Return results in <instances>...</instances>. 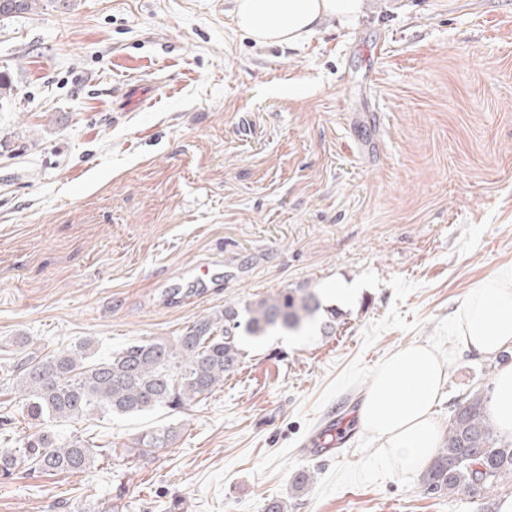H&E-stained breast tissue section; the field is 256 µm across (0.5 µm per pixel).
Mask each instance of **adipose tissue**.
Instances as JSON below:
<instances>
[{"label":"adipose tissue","instance_id":"obj_1","mask_svg":"<svg viewBox=\"0 0 512 512\" xmlns=\"http://www.w3.org/2000/svg\"><path fill=\"white\" fill-rule=\"evenodd\" d=\"M363 0H235L237 28L257 44L295 45L327 18L361 15ZM456 340L488 358L512 348V270L471 290L454 319ZM447 373L423 344L401 349L377 369L358 411L361 426L379 439L400 469L425 468L441 442L434 407ZM493 419L512 435V364L500 366L489 401Z\"/></svg>","mask_w":512,"mask_h":512}]
</instances>
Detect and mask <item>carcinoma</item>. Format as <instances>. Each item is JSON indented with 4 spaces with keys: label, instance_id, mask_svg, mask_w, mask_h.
I'll return each mask as SVG.
<instances>
[{
    "label": "carcinoma",
    "instance_id": "carcinoma-1",
    "mask_svg": "<svg viewBox=\"0 0 512 512\" xmlns=\"http://www.w3.org/2000/svg\"><path fill=\"white\" fill-rule=\"evenodd\" d=\"M36 0H0V18L25 14ZM322 309L318 295L304 288L283 289L243 309L226 306L201 317L174 341L131 342L107 357L95 356L93 344L43 357H27L16 374L28 416L39 429L18 450H0V476L28 469L78 473L95 463L97 450L76 437L58 438L53 423L88 415L136 416L157 408L184 409L210 397L224 377L244 361V345L271 331L299 335ZM487 397L476 392L448 421L445 439L433 461L422 470L419 485L437 497L465 495L481 512H498L492 493L512 475V438L490 421ZM175 428L143 432L138 444L168 447Z\"/></svg>",
    "mask_w": 512,
    "mask_h": 512
}]
</instances>
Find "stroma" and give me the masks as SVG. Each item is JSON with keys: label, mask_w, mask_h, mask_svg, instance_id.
Here are the masks:
<instances>
[{"label": "stroma", "mask_w": 512, "mask_h": 512, "mask_svg": "<svg viewBox=\"0 0 512 512\" xmlns=\"http://www.w3.org/2000/svg\"><path fill=\"white\" fill-rule=\"evenodd\" d=\"M233 8L41 0L0 20V449L35 430L23 354L172 340L288 288L336 331L247 343L183 412L58 423L103 457L0 478V512H478L423 494L363 428L305 445L414 343L448 371L440 425L491 392L496 361L453 318L512 268V0H367L291 47L255 44ZM169 424L172 445L134 451ZM338 429L339 428H336L335 416L327 421L319 438L313 442V445L308 449L307 454L310 456H318L332 453L336 449V444H338V442H336V431ZM328 437H330V439H328Z\"/></svg>", "instance_id": "obj_1"}]
</instances>
